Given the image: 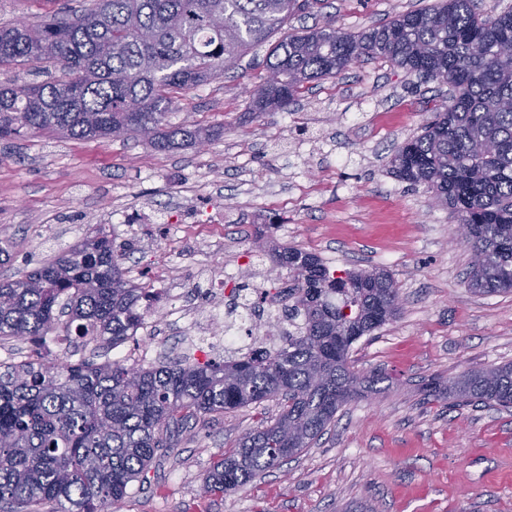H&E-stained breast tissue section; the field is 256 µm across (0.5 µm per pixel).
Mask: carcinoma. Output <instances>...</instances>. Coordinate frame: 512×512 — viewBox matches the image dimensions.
<instances>
[{
	"label": "carcinoma",
	"instance_id": "cac0c4a2",
	"mask_svg": "<svg viewBox=\"0 0 512 512\" xmlns=\"http://www.w3.org/2000/svg\"><path fill=\"white\" fill-rule=\"evenodd\" d=\"M309 0H95L76 18L0 25V66H53L57 79L0 84V140L62 134L132 137L159 151L194 148L218 132L170 126L171 92L228 70L304 11ZM512 8L495 16L473 0H441L357 34L333 25L290 33L265 59L270 78L254 112L288 108L314 80L358 60L386 59L448 86V103L400 145L392 173L422 185L470 228L465 283L474 294L512 292ZM253 252L288 268L278 322L283 345L238 359L163 360L135 367L0 363V512H112L161 451L170 425L201 421L266 400L278 415L243 435L202 480V493L246 485L312 447L349 402L388 376L353 369L350 350L400 313L399 288L380 268L338 276L291 246ZM104 228L18 279L0 278V342L36 349L64 335L118 346L154 313L157 293L133 283ZM431 386L461 403L512 407V362Z\"/></svg>",
	"mask_w": 512,
	"mask_h": 512
}]
</instances>
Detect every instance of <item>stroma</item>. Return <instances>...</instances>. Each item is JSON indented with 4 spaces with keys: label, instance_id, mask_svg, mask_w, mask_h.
<instances>
[{
    "label": "stroma",
    "instance_id": "stroma-1",
    "mask_svg": "<svg viewBox=\"0 0 512 512\" xmlns=\"http://www.w3.org/2000/svg\"><path fill=\"white\" fill-rule=\"evenodd\" d=\"M433 0H312L284 32L334 22L356 33ZM85 0H0V23L37 20ZM268 45L210 82L175 92L166 123L221 129L206 148L159 152L137 139L41 135L0 141V273L22 276L104 227L127 276L157 292L196 282L288 287V271H240L256 238L317 255L330 269L378 267L401 313L355 344L352 365L391 383L337 414L297 458L227 493L203 496L220 454L275 417L274 401L178 430L179 445L114 512H512V409L425 398L429 376L512 362V293L464 284L468 249L456 221L421 186L390 172L448 90L381 58L305 84L287 110L250 115Z\"/></svg>",
    "mask_w": 512,
    "mask_h": 512
}]
</instances>
